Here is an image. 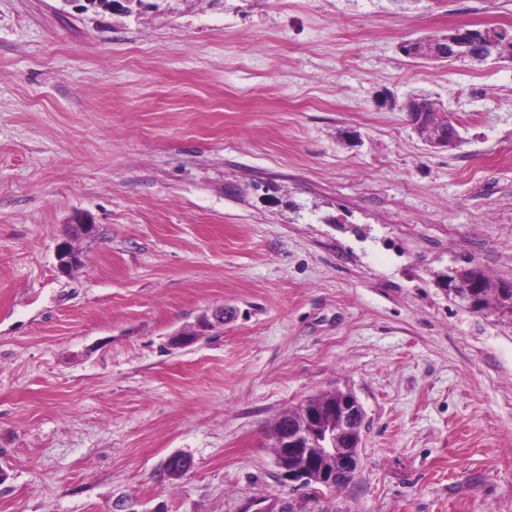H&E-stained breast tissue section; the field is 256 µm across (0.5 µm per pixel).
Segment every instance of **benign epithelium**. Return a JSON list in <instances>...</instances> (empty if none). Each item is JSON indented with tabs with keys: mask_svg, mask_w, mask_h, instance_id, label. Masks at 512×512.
Listing matches in <instances>:
<instances>
[{
	"mask_svg": "<svg viewBox=\"0 0 512 512\" xmlns=\"http://www.w3.org/2000/svg\"><path fill=\"white\" fill-rule=\"evenodd\" d=\"M499 29H456L433 41V52L439 56H448L454 60L482 64L488 61H500L498 54ZM478 44L483 47L479 54L471 52V47ZM403 109L412 117L416 127L425 120L423 100L410 96L403 104ZM71 233L64 235L56 245V260L59 273L71 274L80 266L82 256L72 243L75 236L94 239L98 235L97 225L85 212H76L70 220ZM224 327V309L218 308L202 315L196 324L173 335L171 347L186 348L195 344L201 337ZM336 427L319 430L312 422H306L299 430L284 435L277 442L281 448L275 457L279 475L290 481L304 482L314 478L317 460L320 457H333L336 465L333 470L319 472V477L326 484L335 486V479L342 473L360 465L359 448L365 431V411L355 395L342 397L336 404Z\"/></svg>",
	"mask_w": 512,
	"mask_h": 512,
	"instance_id": "7a95c632",
	"label": "benign epithelium"
}]
</instances>
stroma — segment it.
<instances>
[{"label":"stroma","mask_w":512,"mask_h":512,"mask_svg":"<svg viewBox=\"0 0 512 512\" xmlns=\"http://www.w3.org/2000/svg\"><path fill=\"white\" fill-rule=\"evenodd\" d=\"M459 26L512 0H0V512H512V326L435 283L512 282V62L398 50ZM337 388L360 467L294 487L268 429ZM71 233L64 235L56 245V260L59 273L70 275L80 266L82 256L72 243L73 236L95 239L98 235L97 225L85 212H75L70 220ZM224 327V308L213 310L210 314H203L194 326L172 335L171 347L174 349L186 348L195 344L202 336Z\"/></svg>","instance_id":"1"}]
</instances>
